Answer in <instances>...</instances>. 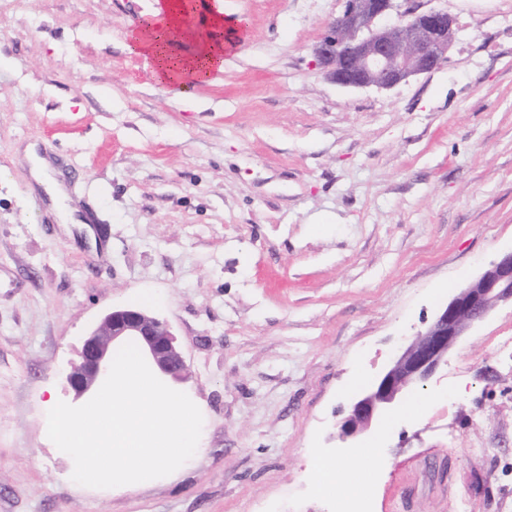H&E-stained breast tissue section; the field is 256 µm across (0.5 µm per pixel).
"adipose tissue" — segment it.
<instances>
[{
	"instance_id": "adipose-tissue-1",
	"label": "adipose tissue",
	"mask_w": 512,
	"mask_h": 512,
	"mask_svg": "<svg viewBox=\"0 0 512 512\" xmlns=\"http://www.w3.org/2000/svg\"><path fill=\"white\" fill-rule=\"evenodd\" d=\"M207 14L203 29L187 27L185 19L197 10ZM163 24V33L152 26L131 30L132 52L151 59L152 77L157 84L171 87L175 97H189L192 88L224 70L226 56L238 45V23L225 17L223 0H158L154 11ZM191 42L194 53L176 57L172 45Z\"/></svg>"
}]
</instances>
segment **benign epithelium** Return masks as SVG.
Here are the masks:
<instances>
[{"label":"benign epithelium","instance_id":"benign-epithelium-1","mask_svg":"<svg viewBox=\"0 0 512 512\" xmlns=\"http://www.w3.org/2000/svg\"><path fill=\"white\" fill-rule=\"evenodd\" d=\"M448 13L420 12L410 0H345L315 48L316 63L345 88L390 89L428 74L448 59L454 38ZM512 304V250L500 253L435 314L391 361L374 384L350 404L341 438L357 443L373 425L393 415L407 394L427 386L448 362L462 336L497 306ZM135 343L154 375L176 383L188 368L176 337L162 319L136 307H116L82 341L66 380L78 397H93L106 379L115 348Z\"/></svg>","mask_w":512,"mask_h":512}]
</instances>
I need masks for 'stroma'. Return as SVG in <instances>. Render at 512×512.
<instances>
[{
	"instance_id": "stroma-1",
	"label": "stroma",
	"mask_w": 512,
	"mask_h": 512,
	"mask_svg": "<svg viewBox=\"0 0 512 512\" xmlns=\"http://www.w3.org/2000/svg\"><path fill=\"white\" fill-rule=\"evenodd\" d=\"M456 24L439 69L349 89L313 50L344 0H224L246 39L194 108L127 34L155 0H0V512H512V306L449 353L420 415L365 439L339 411L512 249V0H420ZM64 158L88 236L24 150ZM170 325L203 416L174 473L89 489L49 400L114 307ZM348 466L320 492L312 460ZM25 155L30 162V173L33 181L39 187H42L48 195L52 208L57 211L59 206L67 199L66 191L58 184L51 183L46 178V170L48 163L45 159L39 157L36 153L35 147L30 145L25 150Z\"/></svg>"
}]
</instances>
